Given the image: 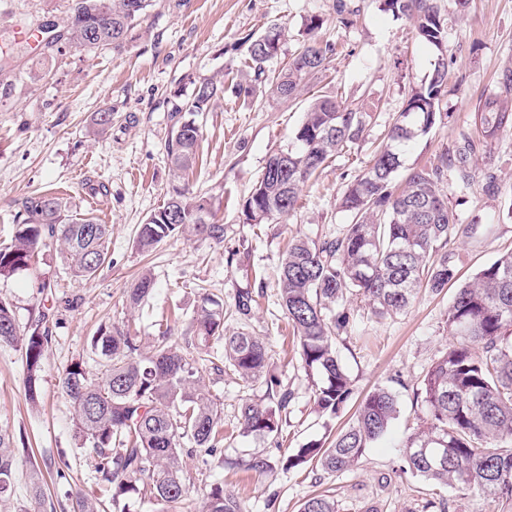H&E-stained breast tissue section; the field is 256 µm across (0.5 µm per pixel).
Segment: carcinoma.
Listing matches in <instances>:
<instances>
[{
	"mask_svg": "<svg viewBox=\"0 0 512 512\" xmlns=\"http://www.w3.org/2000/svg\"><path fill=\"white\" fill-rule=\"evenodd\" d=\"M153 0H77L67 16L68 40L98 49L118 46L146 16ZM384 10L413 21L419 37L436 50L446 41V26L435 0H383ZM282 32L255 38L248 47V65L255 81L267 80L265 66L278 55ZM334 46L309 38L288 66L269 84L270 94L285 100L301 91L303 76L327 69ZM445 67L434 69L428 83L413 90L404 112L390 124L386 143L369 168L352 180L340 207L351 217L332 239L295 236L278 272L277 301L292 326L298 354L312 378L317 410L336 416L353 396V384L336 352V335L349 325L340 308L347 295L360 298L379 318L406 311L416 290L440 292L457 276L443 249L455 233L458 214L439 185L444 169L470 183L475 142L489 145L512 130V106L486 98L473 115L477 138H460L450 159L412 169L402 188L394 180L402 166V148L424 136L442 119L440 102ZM224 93V85L203 81L171 113L167 156L177 172L194 168L199 159L201 130L195 115L208 110ZM368 114L343 101L318 98L294 132L296 147L288 162L272 152L253 193L243 204L246 220L262 211L284 216L295 209L302 185L315 177L333 153L358 141ZM25 218L13 243L0 248V276L25 269L35 250L50 242L63 246L72 276L92 278L107 262L110 225L91 214L69 211L64 198L37 194L23 202ZM225 227L214 221L208 203L181 190L151 213L136 237L137 249L153 250L175 236L189 235L221 243ZM153 291L143 275L128 291L129 305L140 307ZM251 291H238L236 313H253ZM450 342L442 356L421 377L416 401L425 412L424 425L411 434L405 457L412 473L435 485L451 486L462 496L512 499V252L499 256L462 283L448 307ZM193 335L184 344L168 341L140 352L138 337L120 328H101L90 340L103 362L98 379L82 362L69 365L60 378L73 405L74 425L88 446L87 461L109 493L108 503L82 493L72 512H126L125 500L148 497L162 509L188 500L191 476L185 459L200 452L213 457L224 445L223 408L201 382L196 363L205 359L219 377L232 371L250 385L264 381L277 398L263 406L246 398L240 408L245 433H282V412L293 399L282 381L267 373L266 344L248 332H224V304L207 299L192 317ZM49 328L37 324L23 333L10 305L0 300V344L21 345L26 365V395L38 402ZM397 413L392 391L381 386L358 403L355 417L326 444L311 441L281 460L289 472L307 466L330 473L351 468L381 438ZM15 458L10 437L0 432V494L9 490ZM205 512H240L224 485L214 483ZM300 512H338L327 494L309 495Z\"/></svg>",
	"mask_w": 512,
	"mask_h": 512,
	"instance_id": "obj_1",
	"label": "carcinoma"
}]
</instances>
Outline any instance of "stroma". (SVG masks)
<instances>
[{
    "instance_id": "35a3bbf8",
    "label": "stroma",
    "mask_w": 512,
    "mask_h": 512,
    "mask_svg": "<svg viewBox=\"0 0 512 512\" xmlns=\"http://www.w3.org/2000/svg\"><path fill=\"white\" fill-rule=\"evenodd\" d=\"M75 0H0V247L9 245L23 200L53 192L72 210L111 225L110 260L88 280L72 278L56 247L38 248L28 269L0 277V300L10 304L21 330L47 317L52 340L46 351L37 405L26 398L25 361L19 347L0 345V432L13 439V482L0 497V512H44L31 501L29 476L44 471L54 512H69L75 493L90 497L101 487L90 467L74 422L73 407L59 378L74 361L100 374L102 362L89 338L99 327L137 329L150 350L169 326L173 341L190 335V317L211 296L224 302V329L245 331L268 345L269 370L292 390L278 436L244 434L243 399L268 400L262 383L245 384L201 367L200 376L224 408L223 456L190 458L194 512H203L210 485L239 501L242 512H299L315 492L333 495L338 512H422L426 501L445 512H512L511 500L460 496L437 489L411 473L404 456L407 438L425 414L414 391L448 343V304L456 290H421L404 314L376 318L359 300L347 302L350 324L336 349L356 398L374 387L390 388L398 414L386 436L358 464L342 473L322 469L285 472L281 459L313 440L325 439L353 419L351 403L338 417L319 414L311 383L295 356L291 329L276 301L277 267L289 239L303 234L319 241L335 235L349 216L339 207L346 185L371 163L389 123L403 112L412 91L427 82L440 59L448 61L441 123L402 155L404 169L438 163L460 134L472 131V114L483 99L512 100V0H438L447 21L445 54L418 36L413 23L383 8L382 0H155L119 47L90 51L65 37ZM323 21L317 36L334 45L327 71L308 76L292 100L232 93L215 99L196 118L200 159L189 179L177 178L165 143L176 104L195 85L220 80L225 86L253 84L247 67V37L273 23L285 27L280 58L288 60L310 18ZM41 29L40 45L22 40L19 27ZM333 97L369 112L363 137L336 153L319 177L303 185L287 217L249 223L242 203L257 184L272 151L291 147L293 134L313 98ZM112 108V125L94 132L91 119ZM474 179L459 189L454 175L440 188L458 216L460 229L446 246L461 280L505 251H512V130L488 146L477 145ZM497 189L485 190L487 179ZM206 199L224 224L223 243L175 237L152 252H139L140 224L161 207L173 188ZM154 279L148 303L131 309L126 290L143 273ZM257 300L251 320L234 314L237 290ZM263 458L267 470L248 469Z\"/></svg>"
}]
</instances>
